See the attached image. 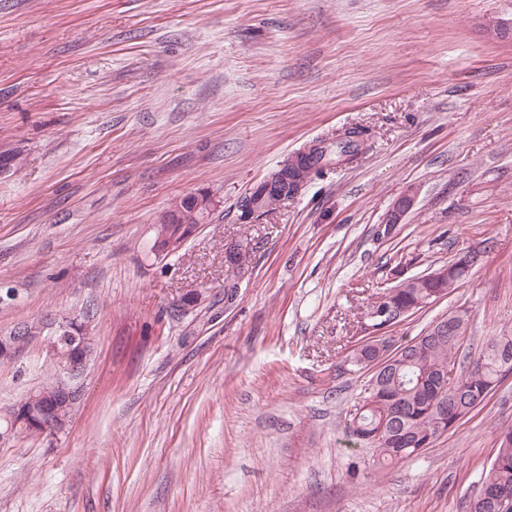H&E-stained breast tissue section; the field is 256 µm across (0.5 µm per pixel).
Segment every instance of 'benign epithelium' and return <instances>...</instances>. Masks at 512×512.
<instances>
[{"instance_id":"7a95c632","label":"benign epithelium","mask_w":512,"mask_h":512,"mask_svg":"<svg viewBox=\"0 0 512 512\" xmlns=\"http://www.w3.org/2000/svg\"><path fill=\"white\" fill-rule=\"evenodd\" d=\"M387 299H378L368 318L384 322L389 326L396 322L395 313L386 306ZM69 318L52 311L43 314L38 324L32 326L20 322L10 331L0 335V359L11 360L15 355V340L37 342L45 350L48 359L56 363L55 394L43 398L28 394L12 411L21 414L32 430L53 435L66 425L61 409L74 406L81 396V379L87 369L88 354L85 340L70 332Z\"/></svg>"}]
</instances>
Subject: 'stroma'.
I'll return each instance as SVG.
<instances>
[{
	"instance_id": "obj_1",
	"label": "stroma",
	"mask_w": 512,
	"mask_h": 512,
	"mask_svg": "<svg viewBox=\"0 0 512 512\" xmlns=\"http://www.w3.org/2000/svg\"><path fill=\"white\" fill-rule=\"evenodd\" d=\"M355 126L362 152L241 221L287 157ZM1 151L0 331L79 316L94 351L64 429L0 445V512H467L512 375L380 466L346 433L370 373L345 359L373 293L463 249L470 275L390 336L461 311L471 359L512 334V0H0ZM201 189L207 224L154 257ZM48 371L35 343L0 364V409ZM208 195V192L207 191H201V192H198L197 194H190V195H186L184 197H182L181 199H179L178 201H176V205L174 206V208L169 212L170 214H173L175 213V211L177 212H186V213H190L191 210H193L195 204H196V196L197 195ZM210 200L208 201V203L204 206L202 205H198L192 212L191 214H186L184 213V217H183V221L185 223H193V222H197L198 224H193L195 225V230H194V233L195 231L197 230L199 224H202L205 222V220L201 221L202 218H206L207 216V219L211 216V213H208L207 214V211L210 210V205H212V207H215L217 201L216 199L214 198L213 195H210L209 196ZM203 207V208H202ZM202 209V210H201Z\"/></svg>"
}]
</instances>
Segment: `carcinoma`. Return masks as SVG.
<instances>
[{"mask_svg":"<svg viewBox=\"0 0 512 512\" xmlns=\"http://www.w3.org/2000/svg\"><path fill=\"white\" fill-rule=\"evenodd\" d=\"M318 140L319 147L298 153L295 163L280 169V177L264 181L238 202L255 218L275 210L281 201L298 195L309 179L342 156H353L365 148V130L347 129ZM455 254L437 267L434 278H404L389 287L388 303L410 316L451 291L465 279L470 267ZM468 322L463 318L446 333L426 331L415 341L394 350L398 355L391 370L371 376L360 400L347 419V433L371 451L373 461L391 464L418 456L477 408L500 382L512 374V335L493 334L485 339L476 359L466 368L457 362L461 346L468 340ZM512 491V429L501 432L499 447L468 503V512H500L499 491Z\"/></svg>","mask_w":512,"mask_h":512,"instance_id":"obj_1","label":"carcinoma"}]
</instances>
